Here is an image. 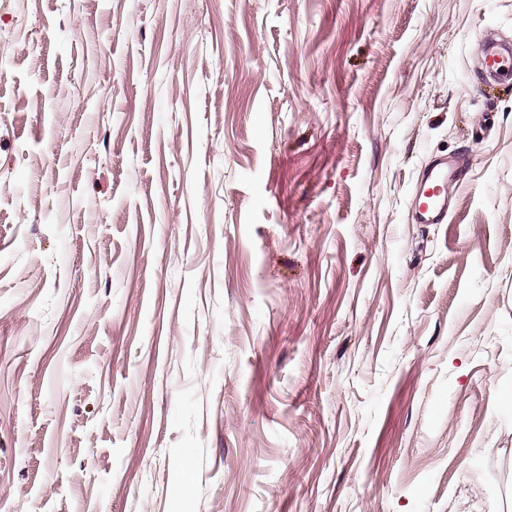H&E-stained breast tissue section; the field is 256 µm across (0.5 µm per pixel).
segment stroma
Wrapping results in <instances>:
<instances>
[{
	"mask_svg": "<svg viewBox=\"0 0 512 512\" xmlns=\"http://www.w3.org/2000/svg\"><path fill=\"white\" fill-rule=\"evenodd\" d=\"M490 38L512 0H0V512H512ZM448 173L446 163L435 164L420 181L413 196L414 211L420 224H444L448 221Z\"/></svg>",
	"mask_w": 512,
	"mask_h": 512,
	"instance_id": "35a3bbf8",
	"label": "stroma"
}]
</instances>
